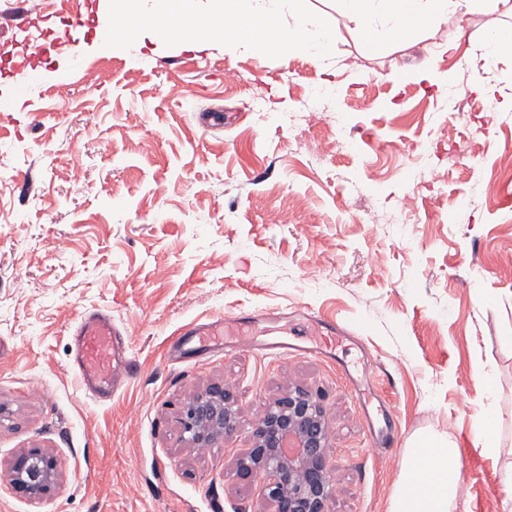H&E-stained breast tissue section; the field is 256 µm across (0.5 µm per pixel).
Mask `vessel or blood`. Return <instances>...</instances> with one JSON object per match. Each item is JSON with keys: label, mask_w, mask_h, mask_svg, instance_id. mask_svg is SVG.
Here are the masks:
<instances>
[{"label": "vessel or blood", "mask_w": 512, "mask_h": 512, "mask_svg": "<svg viewBox=\"0 0 512 512\" xmlns=\"http://www.w3.org/2000/svg\"><path fill=\"white\" fill-rule=\"evenodd\" d=\"M72 336L74 367L86 389L105 397L129 379L132 369L129 345L110 314L103 311L84 314Z\"/></svg>", "instance_id": "b4317fda"}]
</instances>
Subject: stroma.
I'll use <instances>...</instances> for the list:
<instances>
[{
	"mask_svg": "<svg viewBox=\"0 0 512 512\" xmlns=\"http://www.w3.org/2000/svg\"><path fill=\"white\" fill-rule=\"evenodd\" d=\"M306 3L336 32L338 89L304 53L105 47L108 0H27L34 17L0 27V512H263L235 459L295 385L328 409L330 512H389L422 432L457 442L468 512H512V127L496 120L512 57L484 59L512 12L376 46L334 0ZM72 12L86 19L74 54ZM477 74L493 93L471 89ZM316 96L310 121L287 122ZM91 311L126 330L137 365L105 400L73 368L70 331ZM317 315L340 343L315 335ZM235 316L255 347L170 361L185 326ZM271 334L296 352L265 357ZM214 381L239 429L184 448L181 406ZM486 410L492 455L474 445ZM33 447L62 472L36 502L3 478Z\"/></svg>",
	"mask_w": 512,
	"mask_h": 512,
	"instance_id": "35a3bbf8",
	"label": "stroma"
}]
</instances>
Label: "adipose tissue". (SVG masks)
<instances>
[{
    "label": "adipose tissue",
    "instance_id": "1",
    "mask_svg": "<svg viewBox=\"0 0 512 512\" xmlns=\"http://www.w3.org/2000/svg\"><path fill=\"white\" fill-rule=\"evenodd\" d=\"M487 1L512 4V0H336V8L368 39L384 32L403 42ZM461 486L457 444L430 434L417 436L406 451L390 512H457Z\"/></svg>",
    "mask_w": 512,
    "mask_h": 512
}]
</instances>
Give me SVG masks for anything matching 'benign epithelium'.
<instances>
[{
  "label": "benign epithelium",
  "mask_w": 512,
  "mask_h": 512,
  "mask_svg": "<svg viewBox=\"0 0 512 512\" xmlns=\"http://www.w3.org/2000/svg\"><path fill=\"white\" fill-rule=\"evenodd\" d=\"M180 424L190 448L224 442L238 424L233 392L222 383L210 384L183 407ZM327 431L320 396L305 389H290L267 407L252 446L236 459L240 474L262 479L267 512H329L334 483ZM59 479L58 459L44 448L22 450L10 463L9 484L27 499L48 495Z\"/></svg>",
  "instance_id": "1"
}]
</instances>
